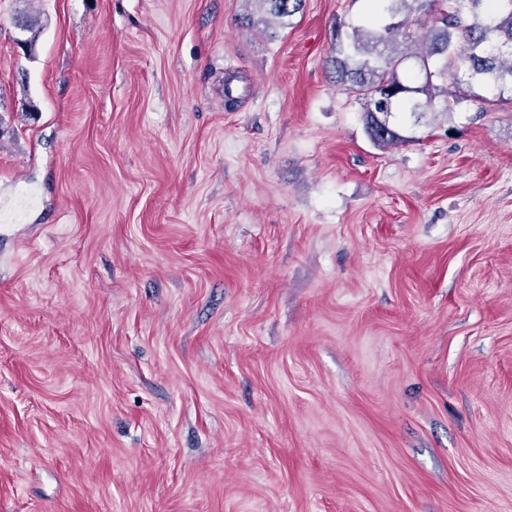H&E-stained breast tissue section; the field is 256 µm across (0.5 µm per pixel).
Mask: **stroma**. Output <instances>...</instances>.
<instances>
[{"label":"stroma","instance_id":"1","mask_svg":"<svg viewBox=\"0 0 512 512\" xmlns=\"http://www.w3.org/2000/svg\"><path fill=\"white\" fill-rule=\"evenodd\" d=\"M368 9L0 0V512H512V103ZM383 2L367 26H351L344 33L340 25L336 28L339 49L332 60L336 83L346 90L366 100L387 94L383 105L366 113L368 134L378 146L404 141L389 126L391 114H423L433 108L434 77L462 72L475 82L490 76L498 86L480 87L491 97L479 95L477 100L488 105L512 102V0ZM429 10L434 14L425 47L402 48L410 38V14Z\"/></svg>","mask_w":512,"mask_h":512}]
</instances>
